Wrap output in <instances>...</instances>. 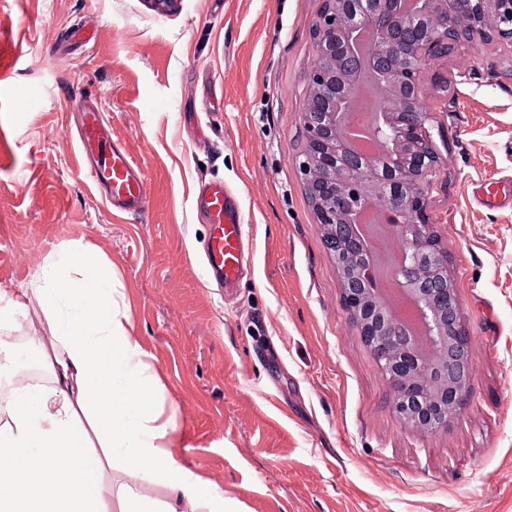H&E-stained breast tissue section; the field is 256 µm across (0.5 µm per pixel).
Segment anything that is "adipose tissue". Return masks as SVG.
<instances>
[{
  "label": "adipose tissue",
  "instance_id": "ef3b65f1",
  "mask_svg": "<svg viewBox=\"0 0 512 512\" xmlns=\"http://www.w3.org/2000/svg\"><path fill=\"white\" fill-rule=\"evenodd\" d=\"M41 302L56 345L46 386L16 390L0 423V512H237L222 488L180 463L175 413L130 338L112 264L77 243L50 255L31 287L0 295V324ZM117 473L104 499L107 473ZM161 485L166 498L141 492Z\"/></svg>",
  "mask_w": 512,
  "mask_h": 512
}]
</instances>
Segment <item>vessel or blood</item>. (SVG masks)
Segmentation results:
<instances>
[{
    "label": "vessel or blood",
    "instance_id": "1",
    "mask_svg": "<svg viewBox=\"0 0 512 512\" xmlns=\"http://www.w3.org/2000/svg\"><path fill=\"white\" fill-rule=\"evenodd\" d=\"M79 112L81 144L96 154V164L88 170L92 184L106 187L113 209H140L144 202L142 177L131 156L106 134L98 108L83 105ZM197 203L213 229L206 248L207 271L225 287H234L246 261V231L240 207L220 184L204 186Z\"/></svg>",
    "mask_w": 512,
    "mask_h": 512
}]
</instances>
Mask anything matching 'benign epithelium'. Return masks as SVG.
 <instances>
[{"label": "benign epithelium", "mask_w": 512, "mask_h": 512, "mask_svg": "<svg viewBox=\"0 0 512 512\" xmlns=\"http://www.w3.org/2000/svg\"><path fill=\"white\" fill-rule=\"evenodd\" d=\"M364 32L372 39L373 71L389 87L418 97L430 63L448 53L449 43L496 41L512 48V0H412L409 9L402 0H323L310 32L316 61L300 109L305 146L295 165L320 229L338 228L329 238L337 266H355L359 275L368 266L363 243L355 249L348 237L361 211L396 218L403 258L393 278L412 296L423 330L414 332L393 313L372 306L367 289L348 279L341 283V303L388 376L396 415L410 428L435 433L447 429L472 398L475 349L463 333L461 305L450 287L448 249L430 220L439 163L432 112L382 102L386 152L366 157L348 145L337 103L343 101L350 112L358 107L350 84L362 67L354 57ZM327 62L344 69L346 84L336 83ZM446 325L457 334L442 337Z\"/></svg>", "instance_id": "7a95c632"}]
</instances>
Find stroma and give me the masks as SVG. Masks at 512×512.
Segmentation results:
<instances>
[{"label": "stroma", "mask_w": 512, "mask_h": 512, "mask_svg": "<svg viewBox=\"0 0 512 512\" xmlns=\"http://www.w3.org/2000/svg\"><path fill=\"white\" fill-rule=\"evenodd\" d=\"M322 0H0V290L92 242L132 340L176 410L181 462L241 512H512V48L462 43L448 81L436 234L475 346L448 429L392 410L344 312L294 164ZM105 114L145 180L140 211L88 181L75 104ZM235 195L250 238L233 292L208 277L198 186Z\"/></svg>", "instance_id": "stroma-1"}]
</instances>
